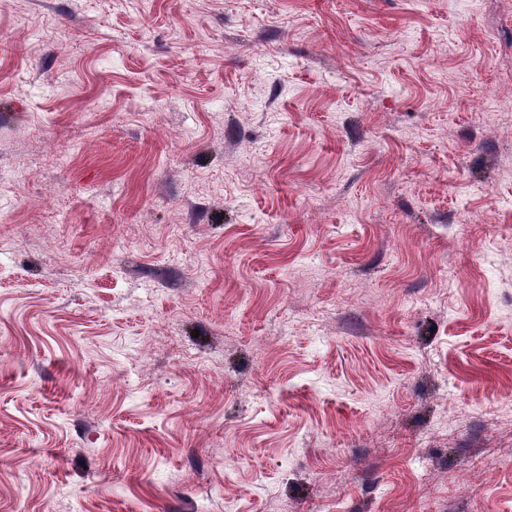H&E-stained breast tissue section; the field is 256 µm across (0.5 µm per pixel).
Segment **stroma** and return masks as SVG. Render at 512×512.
<instances>
[{
	"mask_svg": "<svg viewBox=\"0 0 512 512\" xmlns=\"http://www.w3.org/2000/svg\"><path fill=\"white\" fill-rule=\"evenodd\" d=\"M512 0H0V512H512Z\"/></svg>",
	"mask_w": 512,
	"mask_h": 512,
	"instance_id": "35a3bbf8",
	"label": "stroma"
}]
</instances>
